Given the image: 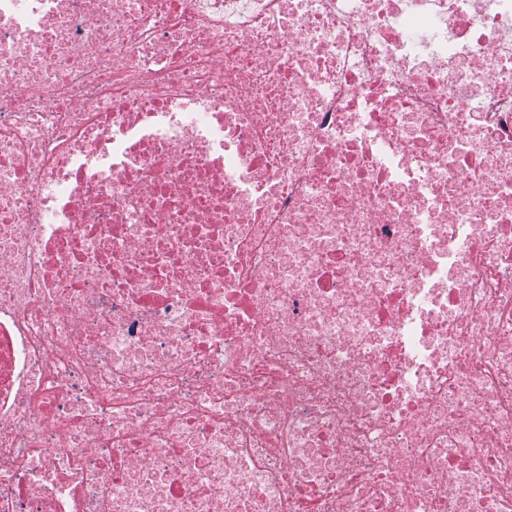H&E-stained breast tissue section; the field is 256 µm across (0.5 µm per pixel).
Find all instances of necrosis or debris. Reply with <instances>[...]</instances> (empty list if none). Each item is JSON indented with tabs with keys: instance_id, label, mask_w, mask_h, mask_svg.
<instances>
[{
	"instance_id": "obj_1",
	"label": "necrosis or debris",
	"mask_w": 512,
	"mask_h": 512,
	"mask_svg": "<svg viewBox=\"0 0 512 512\" xmlns=\"http://www.w3.org/2000/svg\"><path fill=\"white\" fill-rule=\"evenodd\" d=\"M0 512H512V0H0Z\"/></svg>"
}]
</instances>
